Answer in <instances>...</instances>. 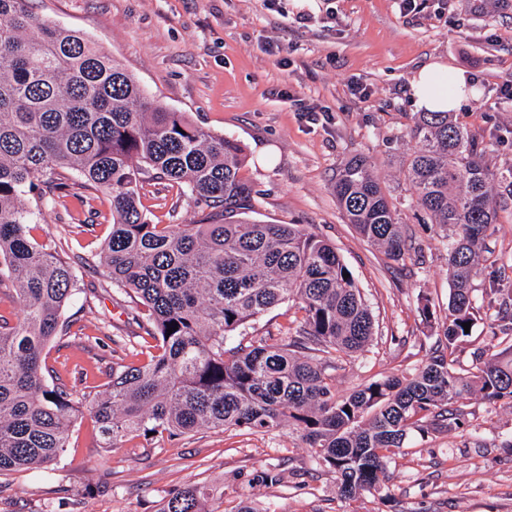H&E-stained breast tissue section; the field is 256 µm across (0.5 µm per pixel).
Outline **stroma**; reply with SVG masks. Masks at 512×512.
Listing matches in <instances>:
<instances>
[{
    "instance_id": "35a3bbf8",
    "label": "stroma",
    "mask_w": 512,
    "mask_h": 512,
    "mask_svg": "<svg viewBox=\"0 0 512 512\" xmlns=\"http://www.w3.org/2000/svg\"><path fill=\"white\" fill-rule=\"evenodd\" d=\"M401 13L399 0H32L38 19L94 41L173 112L237 139L243 174L256 191V220L298 224L335 245L373 315L377 335L343 362L336 392L412 370L435 351L449 294L447 242L412 203L403 161L417 108L412 74L441 61L471 77L473 91L455 112L486 146L495 190L506 197L477 277V321L460 341V366L492 344L497 329L485 291L512 289V104L499 88L512 73V0H420ZM323 108L309 122L300 102ZM374 161L419 259L385 258L347 224L333 192L349 157ZM141 201L157 224L194 221L193 203L168 181L143 183ZM38 241L56 243L81 291L66 315L68 335L45 351L56 383L73 395L108 381L112 363L140 330L134 305L112 286L99 252L112 232V208L76 178L56 191ZM74 224L89 232L71 233ZM429 297L435 320L417 308ZM468 426L410 434L387 465L380 490L351 501L333 473L295 435L202 430L173 440L137 437L100 447L90 419L78 422L53 469L0 475V512H160L167 494L189 484L223 489L210 512L248 501L262 512H512V406L474 394ZM282 472L267 486L260 472Z\"/></svg>"
}]
</instances>
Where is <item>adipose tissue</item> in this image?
Returning <instances> with one entry per match:
<instances>
[{
  "instance_id": "ef3b65f1",
  "label": "adipose tissue",
  "mask_w": 512,
  "mask_h": 512,
  "mask_svg": "<svg viewBox=\"0 0 512 512\" xmlns=\"http://www.w3.org/2000/svg\"><path fill=\"white\" fill-rule=\"evenodd\" d=\"M467 78L440 62L416 71L410 79L411 96L428 112L457 111L468 96Z\"/></svg>"
}]
</instances>
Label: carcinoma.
Listing matches in <instances>:
<instances>
[{
	"label": "carcinoma",
	"instance_id": "obj_1",
	"mask_svg": "<svg viewBox=\"0 0 512 512\" xmlns=\"http://www.w3.org/2000/svg\"><path fill=\"white\" fill-rule=\"evenodd\" d=\"M29 0H0V282L23 317L0 315V475L45 470L63 455L88 411L102 447L128 437L200 430L295 433L352 500L381 489L388 460L412 431L465 425L464 400L512 401V344L479 349L470 367L452 358L475 321L472 283L502 208L486 148L448 112H418L403 167L415 206L448 241V315L442 348L409 375L336 395L332 371L370 344L374 323L336 246L297 224L251 217L255 190L242 175L241 144L171 112L84 35L39 21ZM150 171L189 196L196 224H154L142 209ZM71 172L107 196L112 233L100 258L112 284L133 294L147 361L115 362L106 387L74 398L49 381L44 350L70 329L79 290L67 261L31 235L42 209L39 179ZM347 223L394 262L418 253L375 164L354 155L336 173ZM290 302L302 312L282 336L227 337ZM512 296L499 298L501 339H512ZM216 493L187 485L161 512H209Z\"/></svg>",
	"mask_w": 512,
	"mask_h": 512
}]
</instances>
